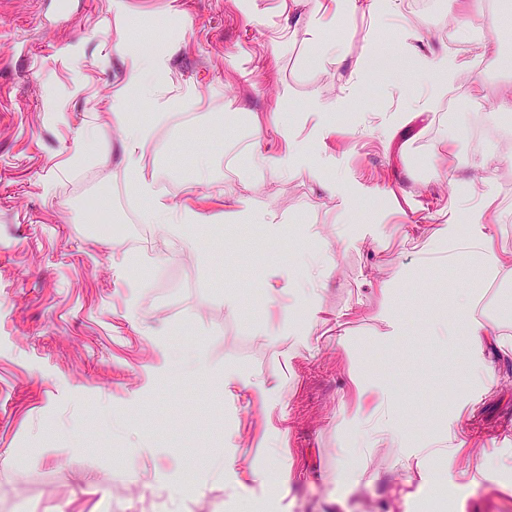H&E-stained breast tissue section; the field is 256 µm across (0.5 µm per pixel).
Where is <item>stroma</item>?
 Masks as SVG:
<instances>
[{
    "label": "stroma",
    "instance_id": "1",
    "mask_svg": "<svg viewBox=\"0 0 512 512\" xmlns=\"http://www.w3.org/2000/svg\"><path fill=\"white\" fill-rule=\"evenodd\" d=\"M416 2L397 0L380 20L350 16L330 35L310 26V0L289 13L256 0L250 15L236 0H125L121 20L112 0H0V456L17 470L0 473V512H512V318L501 315L512 275L488 278L459 243H416L449 201L477 205L467 185L484 159L492 233L512 251V121L491 99L512 86L502 66L512 16L492 28L500 53L486 69L431 84L418 67L450 53L461 24L447 0L432 11ZM128 28L146 47L173 46L168 86L148 103L129 96L126 110L151 127L159 194L205 215L186 227L195 253L143 223L147 202L126 173L112 104L127 80ZM330 36L345 62L320 57ZM477 79L487 98L473 97ZM315 98L336 126L312 147L320 175L255 169L250 146L280 137L254 131L251 114L280 113L305 138L317 118L301 108ZM201 153L215 180L191 194ZM341 176L367 195L329 192ZM228 194L269 223L207 222ZM366 226L387 249L361 239ZM471 292L508 347L479 376L462 346L435 334ZM383 308L403 335H391ZM195 353L207 373L185 369ZM164 357L166 373L150 375ZM228 366L250 386L225 391ZM357 371L390 389L371 424L396 428L398 442L362 437L348 420ZM476 393L457 433L465 453L418 469L416 452L447 438ZM354 450L353 477L341 462ZM173 467L205 486L172 499L144 483Z\"/></svg>",
    "mask_w": 512,
    "mask_h": 512
}]
</instances>
